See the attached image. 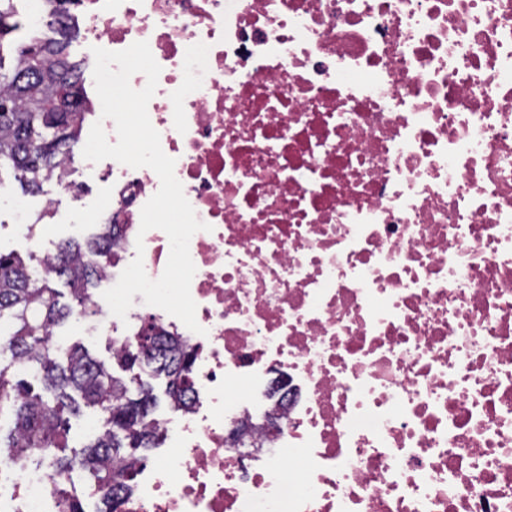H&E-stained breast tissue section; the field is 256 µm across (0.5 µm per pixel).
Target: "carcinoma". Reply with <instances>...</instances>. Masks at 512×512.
Listing matches in <instances>:
<instances>
[{"instance_id": "carcinoma-1", "label": "carcinoma", "mask_w": 512, "mask_h": 512, "mask_svg": "<svg viewBox=\"0 0 512 512\" xmlns=\"http://www.w3.org/2000/svg\"><path fill=\"white\" fill-rule=\"evenodd\" d=\"M50 17L60 38L24 32L14 0H0V168L15 172L22 190L43 192L59 166L64 150L73 148L88 100L82 61L70 58L72 25L60 0H48ZM80 99L66 112H44L72 89ZM117 225L102 224L84 242L71 239L59 246L55 260L33 274L24 258L0 252V418L12 425L0 435V458L14 462L40 454L51 460L54 474L80 467L91 475V489L106 494L107 512H118L130 490L134 468L161 445L156 426L157 400L150 386L131 393L112 364L98 360L77 345L54 342V332L74 317L100 312L91 287L100 277V258H114L112 234ZM66 279L76 305H61L51 283ZM159 352L162 361L147 367L167 378L169 400L183 401L191 389L195 350L158 333L154 323L138 332L137 344L112 350L121 368L132 370L142 358ZM98 413L100 430L80 450H69V416L81 407ZM63 512H79L63 481L54 484Z\"/></svg>"}]
</instances>
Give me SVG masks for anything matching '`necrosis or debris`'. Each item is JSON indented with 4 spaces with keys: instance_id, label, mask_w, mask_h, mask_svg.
Listing matches in <instances>:
<instances>
[{
    "instance_id": "1",
    "label": "necrosis or debris",
    "mask_w": 512,
    "mask_h": 512,
    "mask_svg": "<svg viewBox=\"0 0 512 512\" xmlns=\"http://www.w3.org/2000/svg\"><path fill=\"white\" fill-rule=\"evenodd\" d=\"M79 38L147 42V111L197 218L200 332L134 295L195 350L193 404L122 512H512V0H76ZM141 231L150 168L75 153ZM283 379L287 400L255 390ZM278 416L281 428L265 421ZM246 428L251 446L235 432ZM0 512H61L52 471L11 463Z\"/></svg>"
}]
</instances>
